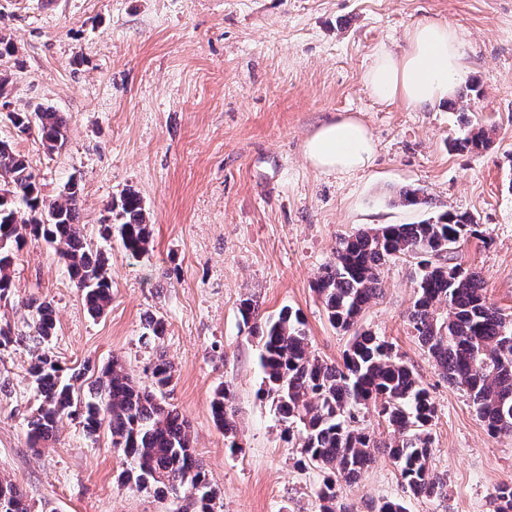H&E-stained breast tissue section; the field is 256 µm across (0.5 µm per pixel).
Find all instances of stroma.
<instances>
[{
    "label": "stroma",
    "instance_id": "35a3bbf8",
    "mask_svg": "<svg viewBox=\"0 0 512 512\" xmlns=\"http://www.w3.org/2000/svg\"><path fill=\"white\" fill-rule=\"evenodd\" d=\"M424 20L460 32L463 82L480 94L456 110L383 100L363 81L378 48L403 51ZM0 37L15 48L0 60L13 82L0 140L26 156L47 197L79 180L84 235L107 250L112 275V303L94 317L45 242L28 244L11 268L0 322L21 341L0 351V476L23 489L33 512H175L178 502L123 483L107 431L91 438L66 419L46 447H31L25 301H52L50 348L63 367L116 358L147 386L157 356L173 364L165 399L190 423L216 512H317L323 479L296 464L241 299L264 318L299 310L313 351L341 361L350 336L329 324L312 289L339 239L455 210L484 232L460 261L480 273L488 302L512 313V0H0ZM38 104L67 120L65 144L51 154L5 119ZM342 115L374 139L365 171L322 172L304 156L306 140ZM471 126L492 130L491 150L452 149ZM405 187L430 207L401 206ZM127 190L141 196L151 225L149 252L137 259L100 235ZM418 277L414 262L387 263L384 294L360 324L392 342L428 388L438 411L431 465L447 475L448 499L409 495L381 454L340 494L363 512L384 499L407 512H493L495 490L512 485V436H489L418 342L408 319ZM152 317L166 324L156 343L143 338ZM224 386L232 449L210 412Z\"/></svg>",
    "mask_w": 512,
    "mask_h": 512
}]
</instances>
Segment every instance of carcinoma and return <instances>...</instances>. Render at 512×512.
<instances>
[{"label": "carcinoma", "mask_w": 512, "mask_h": 512, "mask_svg": "<svg viewBox=\"0 0 512 512\" xmlns=\"http://www.w3.org/2000/svg\"><path fill=\"white\" fill-rule=\"evenodd\" d=\"M6 119L21 134L37 130L49 153L66 139V120L50 107L12 111ZM492 144L490 132L479 128L468 130L452 147L479 152ZM79 194L78 183L69 181L60 198L44 196L25 157L0 140V301L13 292L10 268L19 253L28 242L42 240L64 261L89 313L98 317L108 309V258L83 234ZM400 200L431 205L411 188L400 192ZM109 213L116 225H103V234L115 230L129 255H145L151 231L137 192H123ZM480 234L472 215L448 210L415 224H383L342 238L312 285L331 325L352 333L340 363L314 353L298 313L286 308L261 323L257 303L241 300L238 311L257 340L266 395L288 441L300 448L297 465H312L324 473L315 491L319 512H357L340 500L337 483L355 481L380 449L413 496H448L446 479L430 466L437 408L428 389L392 343L357 329L363 311L381 295V270L392 259H420L408 318L439 375L468 396L489 434L512 435V315L488 303L480 273L454 258L461 243ZM26 308L29 337L39 345L29 368L38 388V404L27 422L29 443L47 445L65 418L79 419L89 435L106 423L112 447L126 459V482L183 500L191 512H214L217 490L192 446L189 422L164 400V389L173 379L171 363L157 357L151 367L152 388L147 389L116 359L95 379L96 401L82 405L65 368L43 348L56 328L52 302L31 301ZM230 402V393L221 390L210 405L226 437L234 431ZM370 413L389 428L388 439L377 438L366 424ZM0 500L10 505L7 512H31L22 490L2 477ZM494 503L495 512H512V485L498 488Z\"/></svg>", "instance_id": "1"}]
</instances>
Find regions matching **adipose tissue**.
I'll list each match as a JSON object with an SVG mask.
<instances>
[{"mask_svg": "<svg viewBox=\"0 0 512 512\" xmlns=\"http://www.w3.org/2000/svg\"><path fill=\"white\" fill-rule=\"evenodd\" d=\"M463 70L458 31L448 23L426 20L409 30L402 53L379 50L363 79L379 98L423 107L450 99ZM374 152L367 127L351 117L322 125L304 148L313 167L340 172L366 170Z\"/></svg>", "mask_w": 512, "mask_h": 512, "instance_id": "ef3b65f1", "label": "adipose tissue"}]
</instances>
